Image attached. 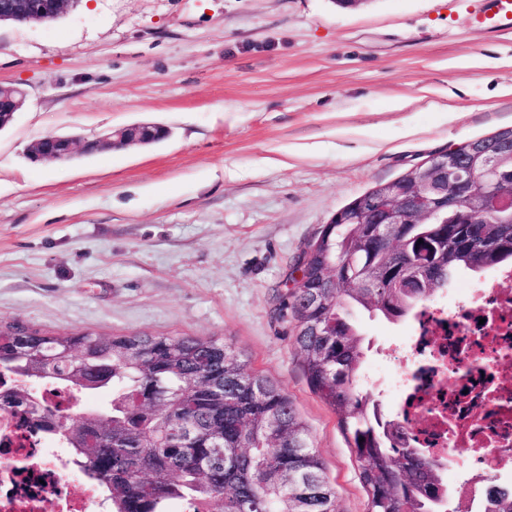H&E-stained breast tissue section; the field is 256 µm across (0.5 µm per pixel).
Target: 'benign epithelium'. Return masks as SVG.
I'll return each mask as SVG.
<instances>
[{
  "label": "benign epithelium",
  "instance_id": "obj_1",
  "mask_svg": "<svg viewBox=\"0 0 512 512\" xmlns=\"http://www.w3.org/2000/svg\"><path fill=\"white\" fill-rule=\"evenodd\" d=\"M72 0H0V23L44 24L58 18ZM9 103L8 119H13L25 104V94L13 86L0 84V102ZM151 138V126L133 125L111 131L105 136L84 142L92 151L130 144L145 145ZM75 154L74 138L48 134L33 144L35 160L64 161ZM512 171L505 168L501 151L482 154V167L473 171L470 163L448 157L443 151L429 157L407 173L391 180L386 191L365 197L358 208L364 224H408L414 205L427 203L424 217L437 210H458L464 201L475 200L486 208L500 212L512 209Z\"/></svg>",
  "mask_w": 512,
  "mask_h": 512
}]
</instances>
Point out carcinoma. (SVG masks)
Returning a JSON list of instances; mask_svg holds the SVG:
<instances>
[{
	"label": "carcinoma",
	"instance_id": "cac0c4a2",
	"mask_svg": "<svg viewBox=\"0 0 512 512\" xmlns=\"http://www.w3.org/2000/svg\"><path fill=\"white\" fill-rule=\"evenodd\" d=\"M356 216L341 208L336 223L324 225L283 308L296 321L308 384L336 412L360 462L367 512H442L447 492L437 465L407 446L405 427L359 385L358 317L399 321L459 271L512 262V221L484 214L481 223L464 224L449 212L394 224L393 250ZM6 373L86 396L111 392L102 417L77 411L53 421L54 433L106 486L109 512H170L173 503L184 512H336L335 488L291 400L248 372L224 342L49 336L12 323L0 326ZM0 404L37 422L53 414L27 386L1 393ZM481 512H512V492L491 486Z\"/></svg>",
	"mask_w": 512,
	"mask_h": 512
}]
</instances>
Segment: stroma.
I'll use <instances>...</instances> for the list:
<instances>
[{
  "label": "stroma",
  "instance_id": "1",
  "mask_svg": "<svg viewBox=\"0 0 512 512\" xmlns=\"http://www.w3.org/2000/svg\"><path fill=\"white\" fill-rule=\"evenodd\" d=\"M482 0H82L0 24V323L217 339L278 384L338 512H366L338 417L280 307L334 213L430 155L512 126V30ZM156 124L143 147L31 161L49 133ZM365 367L402 325L362 320Z\"/></svg>",
  "mask_w": 512,
  "mask_h": 512
}]
</instances>
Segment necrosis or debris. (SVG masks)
<instances>
[{"mask_svg": "<svg viewBox=\"0 0 512 512\" xmlns=\"http://www.w3.org/2000/svg\"><path fill=\"white\" fill-rule=\"evenodd\" d=\"M450 303H423L404 339L387 348L397 362L396 402L413 447L449 467L467 456V477L448 490L480 497L512 456V264L474 274ZM106 490L84 474L58 436L0 408V512H105Z\"/></svg>", "mask_w": 512, "mask_h": 512, "instance_id": "1", "label": "necrosis or debris"}]
</instances>
